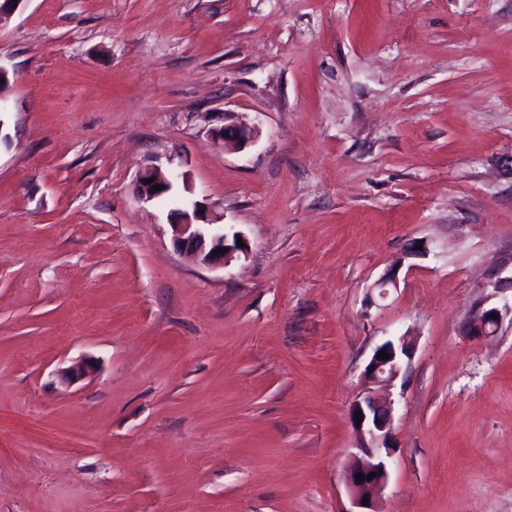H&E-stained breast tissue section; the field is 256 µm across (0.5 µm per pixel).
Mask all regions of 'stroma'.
I'll return each mask as SVG.
<instances>
[{
	"label": "stroma",
	"mask_w": 512,
	"mask_h": 512,
	"mask_svg": "<svg viewBox=\"0 0 512 512\" xmlns=\"http://www.w3.org/2000/svg\"><path fill=\"white\" fill-rule=\"evenodd\" d=\"M0 66V512H352L372 389L378 512H512V0H23ZM208 135L218 141L224 142V146H231L238 150L244 149L255 139L257 127L245 122H239L224 126L211 127ZM181 176L182 180L186 178V175L181 173L174 176L172 174V178H168L165 176L159 166L154 164L153 161H149L144 164L136 177L135 181V194L136 196L143 201H152L155 199H159L162 196L167 195L173 186V180L179 178ZM154 178V181L151 184H144L145 180ZM160 185L162 186V190L154 191L153 186ZM208 211L209 206L205 202H195L191 210L173 209L170 225L174 243L181 254L210 267L225 268L237 252H243L244 247L237 243V236H242L234 233L230 240L224 227H219L223 224H214L216 216L206 219ZM218 249H225V254H213ZM412 344L407 336H401L398 343L387 341L380 345L373 353L365 369V377L368 382L387 384L391 382L400 372L403 358H409ZM384 351L389 354L388 360L378 358V352ZM393 404L366 394L352 405L351 419L359 437L358 454L346 470V483L350 490L353 504L372 510L379 501L388 483L386 458L391 454V437L393 425ZM361 412L362 422L358 424L356 413ZM357 474H363V482L358 481ZM368 474H374L371 480ZM368 498V502H364Z\"/></svg>",
	"instance_id": "obj_1"
}]
</instances>
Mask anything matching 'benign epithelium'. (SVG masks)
<instances>
[{"label":"benign epithelium","mask_w":512,"mask_h":512,"mask_svg":"<svg viewBox=\"0 0 512 512\" xmlns=\"http://www.w3.org/2000/svg\"><path fill=\"white\" fill-rule=\"evenodd\" d=\"M208 135L224 145L238 150L245 148L255 139L257 127L245 122L208 129ZM152 183H146V180ZM160 185L162 189L153 190ZM173 186V179L165 176L159 166L150 161L144 164L136 177L135 194L143 201H152L167 195ZM209 206L204 202H196L192 209L177 208L171 212V228L177 250L197 261L214 268L226 267L243 248L238 246L237 235L229 236L214 220L207 218ZM225 253H216V250ZM412 344L402 336L398 342L387 341L373 353L365 369L368 382L387 384L400 372L401 362L410 356ZM384 351L389 358L378 357ZM361 416H356V413ZM352 423L359 437L358 454L346 470V483L350 490L353 504L365 508L369 512L379 501L388 483L386 458L390 457L393 425V407L389 401H382L367 394L355 401L351 408ZM373 475V478L358 481L357 475Z\"/></svg>","instance_id":"benign-epithelium-1"}]
</instances>
